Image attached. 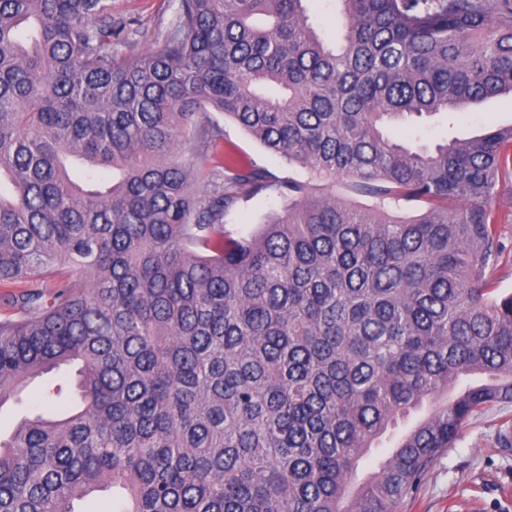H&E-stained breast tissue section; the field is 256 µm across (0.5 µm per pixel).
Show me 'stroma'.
I'll return each mask as SVG.
<instances>
[{
  "label": "stroma",
  "instance_id": "stroma-1",
  "mask_svg": "<svg viewBox=\"0 0 512 512\" xmlns=\"http://www.w3.org/2000/svg\"><path fill=\"white\" fill-rule=\"evenodd\" d=\"M116 16L132 20L127 49L151 50L170 31L179 0H112ZM315 30L328 44L342 41L345 28L339 0H302ZM207 119L224 134V142L273 177L306 179L305 170L267 150L223 113L209 111ZM512 125V98L498 97L450 115L409 118L393 122L390 136L417 146L434 145L449 137H468L483 129ZM286 198L265 191L226 216L229 228L246 236L261 224L283 216ZM512 426V403L472 417L453 448L430 467L417 491L400 506V512H512V452L500 448L499 427Z\"/></svg>",
  "mask_w": 512,
  "mask_h": 512
}]
</instances>
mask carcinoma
I'll list each match as a JSON object with an SVG mask.
<instances>
[{
	"label": "carcinoma",
	"instance_id": "cac0c4a2",
	"mask_svg": "<svg viewBox=\"0 0 512 512\" xmlns=\"http://www.w3.org/2000/svg\"><path fill=\"white\" fill-rule=\"evenodd\" d=\"M301 2L180 0L134 54L112 0H0V286L24 284L4 295L0 406L76 367L44 388L61 412L0 439V512L109 491L115 512H398L471 416L512 402V126L432 148L384 132L512 95V0H340L338 47ZM208 107L309 178L220 150ZM191 137L224 189L193 175ZM267 190L283 216L227 228ZM62 265L93 280L45 293ZM470 372L489 381L444 400Z\"/></svg>",
	"mask_w": 512,
	"mask_h": 512
}]
</instances>
